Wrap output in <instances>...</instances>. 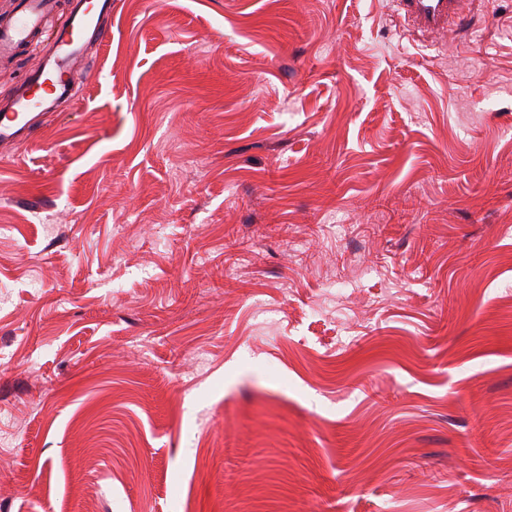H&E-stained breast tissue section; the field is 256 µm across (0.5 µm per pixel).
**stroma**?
I'll list each match as a JSON object with an SVG mask.
<instances>
[{"instance_id": "1", "label": "stroma", "mask_w": 512, "mask_h": 512, "mask_svg": "<svg viewBox=\"0 0 512 512\" xmlns=\"http://www.w3.org/2000/svg\"><path fill=\"white\" fill-rule=\"evenodd\" d=\"M462 10L112 0L0 150V512H512V0ZM404 15L416 24L436 34L448 36L450 18L462 12V0H395Z\"/></svg>"}]
</instances>
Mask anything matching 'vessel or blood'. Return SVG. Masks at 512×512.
<instances>
[{"label": "vessel or blood", "instance_id": "b4317fda", "mask_svg": "<svg viewBox=\"0 0 512 512\" xmlns=\"http://www.w3.org/2000/svg\"><path fill=\"white\" fill-rule=\"evenodd\" d=\"M404 15L426 30L448 34L450 21L462 12V0H395ZM56 0H17L12 15L0 20V57L20 52L37 54L43 36L53 38L51 56H39L28 78L13 98L0 106V143L14 145L35 118V110L48 111L67 93L72 71L92 40L105 41L108 31L100 23L111 12L112 0H78L69 24L47 33L43 20Z\"/></svg>", "mask_w": 512, "mask_h": 512}]
</instances>
